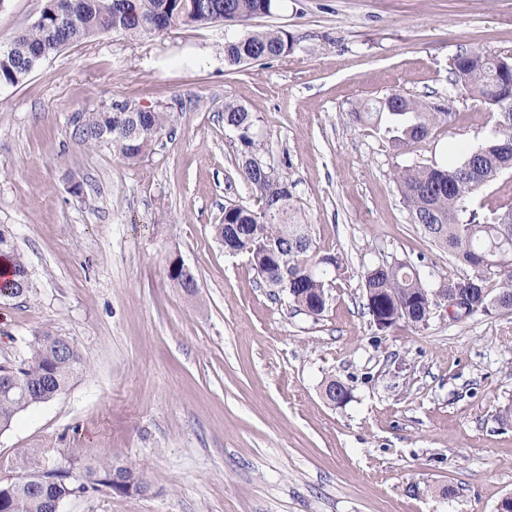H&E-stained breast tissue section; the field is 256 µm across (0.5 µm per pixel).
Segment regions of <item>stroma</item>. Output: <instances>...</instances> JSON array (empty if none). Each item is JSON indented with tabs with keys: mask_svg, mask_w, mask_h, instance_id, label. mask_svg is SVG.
Instances as JSON below:
<instances>
[{
	"mask_svg": "<svg viewBox=\"0 0 512 512\" xmlns=\"http://www.w3.org/2000/svg\"><path fill=\"white\" fill-rule=\"evenodd\" d=\"M45 0H0V42ZM278 28L292 54L229 69L224 43ZM463 50L512 56V0H279L247 25L177 28L71 45L0 88V226L33 289L0 301V364L35 331L70 337L88 364L0 434V482L17 457L64 468L109 453L150 490L70 498L65 512H496L512 493V313L380 332L366 267L402 259L433 290L465 275L412 224L395 180L455 164L490 136L484 105L451 85ZM400 92L453 106L405 152L349 114ZM126 101L170 121L138 163L73 141L77 114ZM259 119L263 162L291 183L315 248L344 272L318 317L267 288L212 231L256 207L224 130V104ZM180 260L188 294L168 275ZM352 398L332 405L327 380Z\"/></svg>",
	"mask_w": 512,
	"mask_h": 512,
	"instance_id": "35a3bbf8",
	"label": "stroma"
}]
</instances>
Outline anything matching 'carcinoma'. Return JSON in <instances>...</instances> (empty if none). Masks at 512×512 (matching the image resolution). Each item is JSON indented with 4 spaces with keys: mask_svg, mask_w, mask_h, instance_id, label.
Masks as SVG:
<instances>
[{
    "mask_svg": "<svg viewBox=\"0 0 512 512\" xmlns=\"http://www.w3.org/2000/svg\"><path fill=\"white\" fill-rule=\"evenodd\" d=\"M275 8L276 0H46L40 22L0 44V82L16 86L41 62L101 34L115 32L136 40L173 28L209 26L222 19L242 22L269 15ZM292 50L288 32L273 29L225 42L224 60L239 66L286 57ZM499 68V58L476 50L460 52L449 63L454 85L495 110L492 135L479 149L455 165L408 167L396 175L412 223L456 264L471 269L470 275L448 279V287L471 293L474 314L489 302L497 311L512 312V205L488 215L466 206L481 187L512 172V110L499 112L488 101L499 82L512 102V70L501 72ZM118 106L114 102L89 114L86 123L73 127L72 137L87 147H109L135 163L159 139L169 115L153 107L118 119ZM456 116L453 111H432L395 92L365 103L350 113V120L383 131L398 151L425 139L434 126L451 124ZM257 122L245 106L224 104V128L239 143L238 171L257 198L258 209L240 204L224 207V220L213 226V233L236 253L250 257L259 277L275 288L279 287L276 266L291 267L297 280L287 291L288 298L317 317L327 308L333 280L323 271L324 255L314 248L311 225L303 223L291 205L288 177L251 165L262 149ZM484 257L492 261L491 266L482 265ZM0 261L12 272L10 278H0V299L27 295L31 290L27 264L2 226ZM362 280L370 317H384L391 328L401 323L416 329L427 325L423 302L430 289L414 264L394 260L368 267ZM491 280L498 284L495 293L488 289ZM28 348V357L18 365H0V375L12 378L9 384L0 382V433L10 429L18 414L63 393L85 369L75 343L51 328L38 331ZM15 466L22 476L15 483L0 485V500L19 504L17 512H50L56 499L104 489L123 495L150 490L140 468L110 456L56 469L44 483L34 460L23 456Z\"/></svg>",
    "mask_w": 512,
    "mask_h": 512,
    "instance_id": "carcinoma-1",
    "label": "carcinoma"
}]
</instances>
